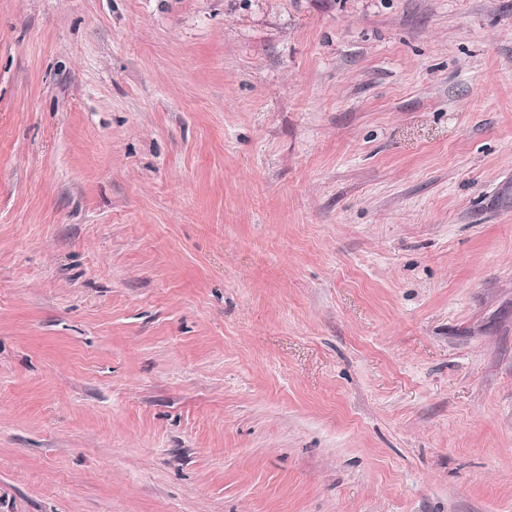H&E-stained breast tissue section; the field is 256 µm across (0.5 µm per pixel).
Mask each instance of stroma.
<instances>
[{"label": "stroma", "mask_w": 512, "mask_h": 512, "mask_svg": "<svg viewBox=\"0 0 512 512\" xmlns=\"http://www.w3.org/2000/svg\"><path fill=\"white\" fill-rule=\"evenodd\" d=\"M0 512H512V0H0Z\"/></svg>", "instance_id": "35a3bbf8"}]
</instances>
